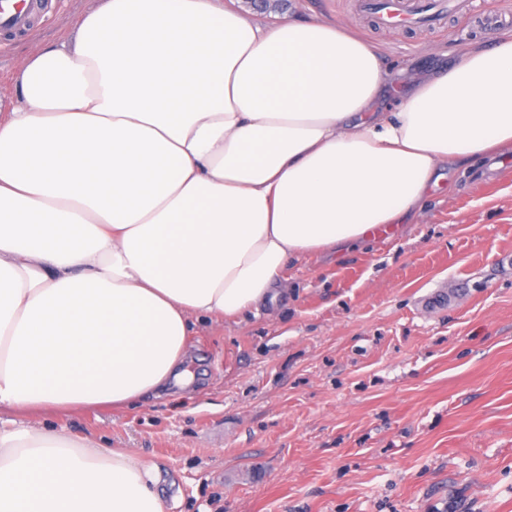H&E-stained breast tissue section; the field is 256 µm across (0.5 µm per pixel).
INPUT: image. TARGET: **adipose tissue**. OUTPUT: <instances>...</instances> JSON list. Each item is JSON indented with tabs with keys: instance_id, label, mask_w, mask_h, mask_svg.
Instances as JSON below:
<instances>
[{
	"instance_id": "adipose-tissue-1",
	"label": "adipose tissue",
	"mask_w": 512,
	"mask_h": 512,
	"mask_svg": "<svg viewBox=\"0 0 512 512\" xmlns=\"http://www.w3.org/2000/svg\"><path fill=\"white\" fill-rule=\"evenodd\" d=\"M0 113V512H167L129 448L46 431L170 386L192 324L275 299L290 257L424 216L442 169L512 151V33L413 89L327 20L99 0ZM397 100L380 112L383 90Z\"/></svg>"
}]
</instances>
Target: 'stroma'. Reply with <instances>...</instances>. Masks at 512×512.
I'll return each mask as SVG.
<instances>
[{"label": "stroma", "instance_id": "35a3bbf8", "mask_svg": "<svg viewBox=\"0 0 512 512\" xmlns=\"http://www.w3.org/2000/svg\"><path fill=\"white\" fill-rule=\"evenodd\" d=\"M241 4L262 23L344 25L411 74L498 38L464 12L389 30L358 0ZM92 5L42 0L0 53L1 103ZM483 165L444 169L427 214L368 249L289 260L285 293L258 311L198 322L187 389L50 415L46 429L139 450L168 512H512V161Z\"/></svg>", "mask_w": 512, "mask_h": 512}]
</instances>
